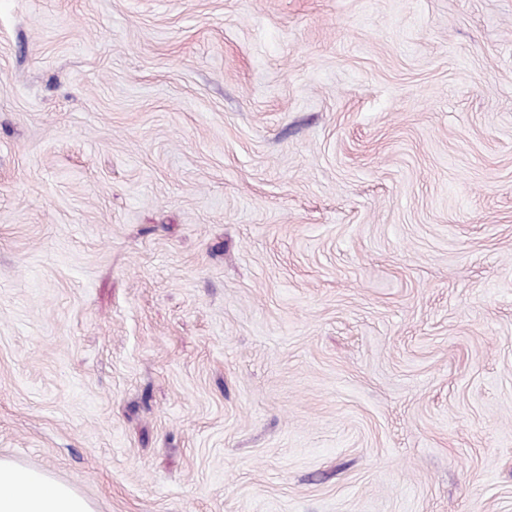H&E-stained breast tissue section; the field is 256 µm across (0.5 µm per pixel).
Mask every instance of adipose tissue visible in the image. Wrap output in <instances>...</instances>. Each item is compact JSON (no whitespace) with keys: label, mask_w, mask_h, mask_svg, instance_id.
Returning a JSON list of instances; mask_svg holds the SVG:
<instances>
[{"label":"adipose tissue","mask_w":512,"mask_h":512,"mask_svg":"<svg viewBox=\"0 0 512 512\" xmlns=\"http://www.w3.org/2000/svg\"><path fill=\"white\" fill-rule=\"evenodd\" d=\"M0 512H94L68 484L0 459Z\"/></svg>","instance_id":"1"}]
</instances>
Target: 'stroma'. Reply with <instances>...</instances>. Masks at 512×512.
Instances as JSON below:
<instances>
[{
	"mask_svg": "<svg viewBox=\"0 0 512 512\" xmlns=\"http://www.w3.org/2000/svg\"><path fill=\"white\" fill-rule=\"evenodd\" d=\"M0 457L512 512V0H0Z\"/></svg>",
	"mask_w": 512,
	"mask_h": 512,
	"instance_id": "1",
	"label": "stroma"
}]
</instances>
